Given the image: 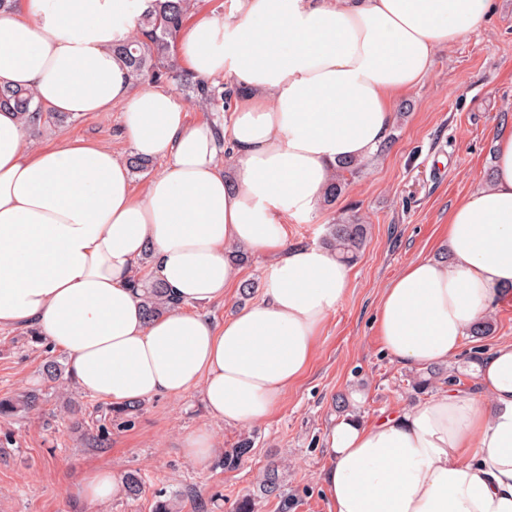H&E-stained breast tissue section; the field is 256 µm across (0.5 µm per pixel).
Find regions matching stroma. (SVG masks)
<instances>
[{"instance_id":"35a3bbf8","label":"stroma","mask_w":512,"mask_h":512,"mask_svg":"<svg viewBox=\"0 0 512 512\" xmlns=\"http://www.w3.org/2000/svg\"><path fill=\"white\" fill-rule=\"evenodd\" d=\"M406 106L387 140L353 178L335 205L317 204L314 216L287 220L288 241L318 246L340 213L357 214L368 226L366 245L351 264L346 300L326 319L315 357L262 422L242 427L207 411L199 390L174 398L159 396L121 418L110 402L79 390L66 377L47 376L46 362L68 368L65 352L21 330L0 331V399L23 390L42 394L40 407L0 417V512H154L157 501L176 498L181 512H232L235 502L255 494V482L271 464L281 465L290 512H327L319 476L328 463L324 432L338 418L337 397L367 421L399 406L442 393L436 382L428 394L411 387L410 368L383 349L376 312L386 283L418 256L444 257L440 238L448 213L467 193L485 185L494 164L496 128L512 119V0H493L489 20L451 46L439 49L431 72L412 90L396 97ZM119 112L67 118L30 127L34 146L82 139L110 148L120 159L132 155L120 132ZM269 260L252 254L243 266L245 281L258 291H233L221 303L199 305V312L221 322L262 298ZM494 331L465 336L456 357L444 363L475 392L476 366L500 342L512 339V297L491 312ZM204 430L214 440L210 462L193 465L182 436ZM253 446L239 465L224 469L225 453L239 440ZM109 469L117 475L139 472L138 497L118 492L110 501L91 503L80 490L88 473Z\"/></svg>"}]
</instances>
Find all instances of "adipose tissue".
Masks as SVG:
<instances>
[{
	"mask_svg": "<svg viewBox=\"0 0 512 512\" xmlns=\"http://www.w3.org/2000/svg\"><path fill=\"white\" fill-rule=\"evenodd\" d=\"M201 19L180 51L200 78L244 90L229 127L188 125L176 92L134 86L113 52L147 0H10L0 10V88L34 89L72 117L121 110L135 155L163 161L136 193L109 148L36 149L0 108V329L67 353L83 392L120 406L200 389L229 424L264 420L311 364L351 273L322 247L288 244L286 216L314 213L337 162H366L393 97L484 23L492 0H238ZM488 184L449 212L448 259L420 256L384 288L385 350L410 368L447 362L512 290V122ZM234 153L236 174H224ZM270 260L260 301L223 323L195 312L242 287L229 250ZM174 302L150 320L132 279L142 257ZM478 390L438 394L325 431L327 512H512V342L477 366Z\"/></svg>",
	"mask_w": 512,
	"mask_h": 512,
	"instance_id": "ef3b65f1",
	"label": "adipose tissue"
}]
</instances>
